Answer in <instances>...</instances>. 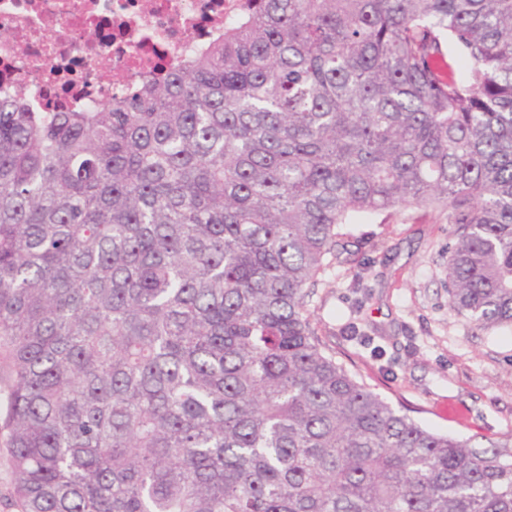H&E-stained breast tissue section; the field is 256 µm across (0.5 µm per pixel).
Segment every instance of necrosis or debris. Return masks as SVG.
<instances>
[{"label":"necrosis or debris","instance_id":"necrosis-or-debris-1","mask_svg":"<svg viewBox=\"0 0 512 512\" xmlns=\"http://www.w3.org/2000/svg\"><path fill=\"white\" fill-rule=\"evenodd\" d=\"M247 0H0V98L64 112L121 95L223 31Z\"/></svg>","mask_w":512,"mask_h":512}]
</instances>
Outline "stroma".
<instances>
[{
  "instance_id": "stroma-1",
  "label": "stroma",
  "mask_w": 512,
  "mask_h": 512,
  "mask_svg": "<svg viewBox=\"0 0 512 512\" xmlns=\"http://www.w3.org/2000/svg\"><path fill=\"white\" fill-rule=\"evenodd\" d=\"M446 212L366 214L338 227L308 310L326 352L417 423L461 439L512 434V327L448 307Z\"/></svg>"
}]
</instances>
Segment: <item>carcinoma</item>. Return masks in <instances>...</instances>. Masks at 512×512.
Wrapping results in <instances>:
<instances>
[{"mask_svg": "<svg viewBox=\"0 0 512 512\" xmlns=\"http://www.w3.org/2000/svg\"><path fill=\"white\" fill-rule=\"evenodd\" d=\"M411 206L449 308L511 325L512 0H248L127 95L0 98L19 512H512V435L421 426L311 328L336 225Z\"/></svg>", "mask_w": 512, "mask_h": 512, "instance_id": "carcinoma-1", "label": "carcinoma"}]
</instances>
